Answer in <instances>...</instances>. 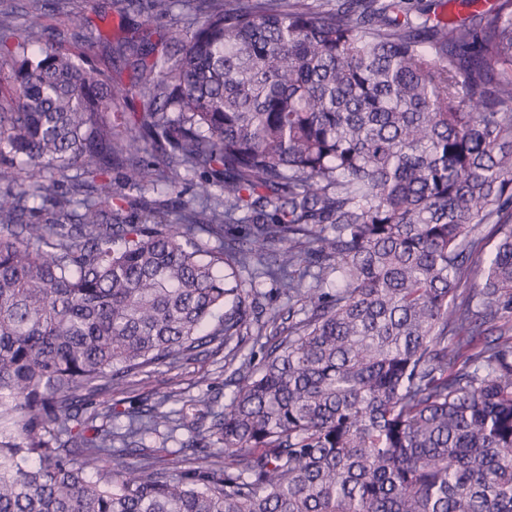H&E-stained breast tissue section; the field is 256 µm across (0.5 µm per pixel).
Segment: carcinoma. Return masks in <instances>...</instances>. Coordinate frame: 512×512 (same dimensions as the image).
Segmentation results:
<instances>
[{"instance_id": "cac0c4a2", "label": "carcinoma", "mask_w": 512, "mask_h": 512, "mask_svg": "<svg viewBox=\"0 0 512 512\" xmlns=\"http://www.w3.org/2000/svg\"><path fill=\"white\" fill-rule=\"evenodd\" d=\"M44 2L0 8V512H512V0H116L172 18L129 87ZM250 336L220 411L93 408ZM188 433L184 430H178L175 434V438L168 439L165 443H163L162 437L165 436H153L151 440L147 441V444L153 446V448L157 449V457L162 460L163 463L168 464L169 467H183L184 464L180 463V457L177 453H174L178 448H180V444L178 441L186 439Z\"/></svg>"}]
</instances>
